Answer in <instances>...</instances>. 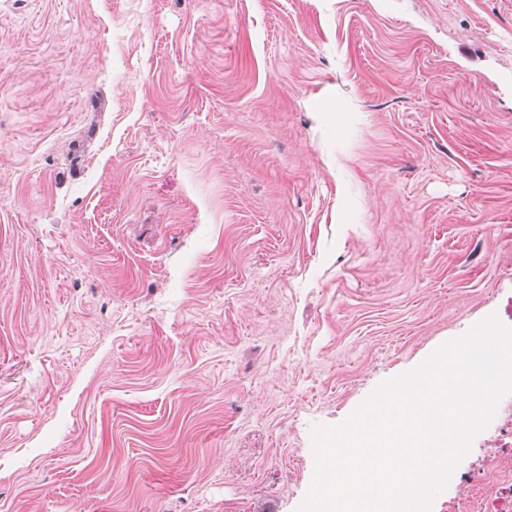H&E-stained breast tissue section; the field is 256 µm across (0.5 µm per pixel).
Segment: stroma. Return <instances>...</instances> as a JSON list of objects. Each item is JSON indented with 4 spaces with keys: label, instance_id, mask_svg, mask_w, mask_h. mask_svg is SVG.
<instances>
[{
    "label": "stroma",
    "instance_id": "35a3bbf8",
    "mask_svg": "<svg viewBox=\"0 0 512 512\" xmlns=\"http://www.w3.org/2000/svg\"><path fill=\"white\" fill-rule=\"evenodd\" d=\"M492 316L512 0H0V512H297ZM471 448L432 512L512 485Z\"/></svg>",
    "mask_w": 512,
    "mask_h": 512
}]
</instances>
